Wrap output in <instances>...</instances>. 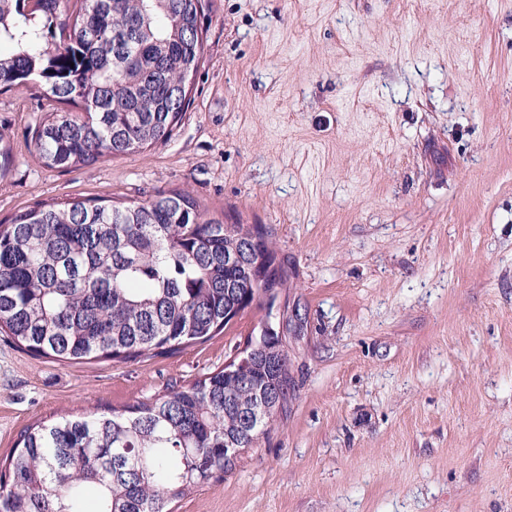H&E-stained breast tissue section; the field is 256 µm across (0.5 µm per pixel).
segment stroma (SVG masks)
I'll return each instance as SVG.
<instances>
[{"label":"stroma","instance_id":"35a3bbf8","mask_svg":"<svg viewBox=\"0 0 512 512\" xmlns=\"http://www.w3.org/2000/svg\"><path fill=\"white\" fill-rule=\"evenodd\" d=\"M171 139L62 172L0 93V222L189 190L288 272V402L172 512H512V0H205ZM266 317L136 361L0 335V461L23 430L222 368Z\"/></svg>","mask_w":512,"mask_h":512}]
</instances>
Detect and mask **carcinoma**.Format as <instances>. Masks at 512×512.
Here are the masks:
<instances>
[{"instance_id": "cac0c4a2", "label": "carcinoma", "mask_w": 512, "mask_h": 512, "mask_svg": "<svg viewBox=\"0 0 512 512\" xmlns=\"http://www.w3.org/2000/svg\"><path fill=\"white\" fill-rule=\"evenodd\" d=\"M0 0V89L26 86L84 116L49 110L41 163L67 171L166 142L202 60L204 0ZM249 225L203 218L172 189L144 202L41 203L0 225V330L60 361H135L204 342L259 289ZM235 251L233 263L224 255ZM288 352L253 356L256 385L216 370L110 416L36 424L0 467V512H169L222 472L224 449L258 438L248 415L288 402Z\"/></svg>"}]
</instances>
